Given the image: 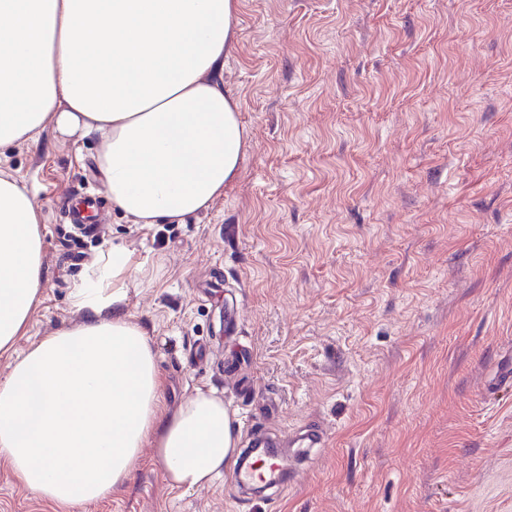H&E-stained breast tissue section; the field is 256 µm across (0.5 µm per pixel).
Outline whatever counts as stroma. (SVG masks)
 Returning a JSON list of instances; mask_svg holds the SVG:
<instances>
[{
    "mask_svg": "<svg viewBox=\"0 0 512 512\" xmlns=\"http://www.w3.org/2000/svg\"><path fill=\"white\" fill-rule=\"evenodd\" d=\"M224 87L249 146L182 224L106 208L100 141L46 128L0 149L41 206V301L16 349L81 323L112 246L165 410L213 388L240 448L274 438L282 487L171 488L153 448L77 512H512V0H238ZM319 430L316 458L293 440ZM0 512H51L0 465ZM101 196L87 195L79 199H75L68 205L67 219L69 224L79 225L88 224L87 214L92 208H97L102 203Z\"/></svg>",
    "mask_w": 512,
    "mask_h": 512,
    "instance_id": "stroma-1",
    "label": "stroma"
}]
</instances>
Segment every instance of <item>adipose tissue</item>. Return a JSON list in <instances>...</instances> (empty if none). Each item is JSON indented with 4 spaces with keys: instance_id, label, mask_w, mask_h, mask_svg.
I'll return each mask as SVG.
<instances>
[{
    "instance_id": "ef3b65f1",
    "label": "adipose tissue",
    "mask_w": 512,
    "mask_h": 512,
    "mask_svg": "<svg viewBox=\"0 0 512 512\" xmlns=\"http://www.w3.org/2000/svg\"><path fill=\"white\" fill-rule=\"evenodd\" d=\"M238 0H0V149L47 126L100 137L113 206L136 224L183 223L239 174L249 134L224 88ZM41 208L0 175V353L41 301ZM77 288L79 326L23 353L0 382V464L52 512L108 498L152 444L172 487H207L238 438L199 390L161 412L163 381L128 311L135 268L116 247Z\"/></svg>"
}]
</instances>
